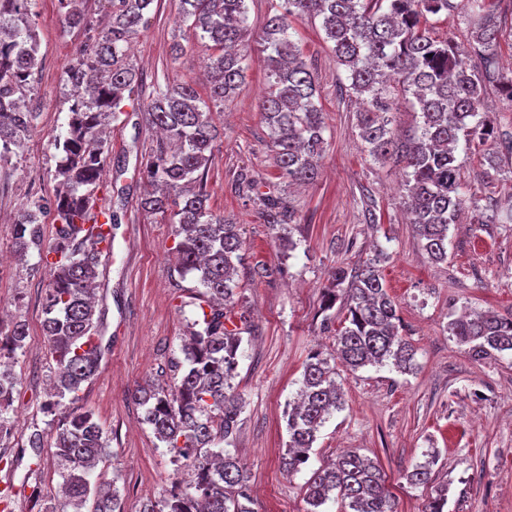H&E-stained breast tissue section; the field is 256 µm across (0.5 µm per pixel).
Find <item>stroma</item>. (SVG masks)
<instances>
[{
	"label": "stroma",
	"mask_w": 512,
	"mask_h": 512,
	"mask_svg": "<svg viewBox=\"0 0 512 512\" xmlns=\"http://www.w3.org/2000/svg\"><path fill=\"white\" fill-rule=\"evenodd\" d=\"M34 9L40 64L30 103L39 117L10 163L0 167V254L14 258L0 269V304L29 331L25 348L5 358L17 384L8 409L15 424L0 438V490L12 492L6 512H43L48 506L73 512L59 491L63 467L52 450L36 466L20 453L32 429L52 428L42 406L54 373L41 331L48 276L36 253L15 259L11 219L28 200L54 196L53 141L67 128L71 94L63 71L85 31L65 22L58 0H35ZM292 38L314 70L328 125L318 180L290 186L278 178L258 109L267 90V63L256 44L248 51L240 90L213 114L221 136L207 174L212 210L240 224L245 241L237 282L254 332L243 339L234 380L244 401L234 446L249 477L251 512H306L313 471L348 450L379 461L397 512H423L443 485L444 512H512V354L474 359L448 331L450 320L464 311L512 313V223L487 221L490 212H512V99L498 83H489L499 142L494 160H487L478 142L458 147L467 202L449 227L447 262L435 264L407 221L402 169L374 160L364 148L346 72L325 42L320 20L294 22ZM177 43L182 53L173 52ZM213 53L181 23L179 0H154L132 43L144 81L140 101L157 83L192 82L206 92L204 70ZM108 132L112 162L103 185L121 222L98 268V336L106 352L81 397L108 438L109 454L93 469V479L114 483L125 512H139L143 502L159 499L172 476L191 479L190 471L175 469L132 394L180 355L198 317L199 283L176 268L174 225L139 206L145 188L141 158L154 145L155 132L132 107ZM242 169L294 209L293 250L280 247L277 231L264 224L257 197L238 191L234 177ZM378 250L386 256L380 268L398 303L403 333L417 350L416 368L408 374L390 364L340 370L344 408L321 428L308 464L288 475L281 467L288 442L285 408L301 386L308 355L334 349L333 331L320 325L323 290L336 266ZM258 262L276 267V274L252 277ZM433 455L438 461L431 482L407 483L405 471Z\"/></svg>",
	"instance_id": "35a3bbf8"
}]
</instances>
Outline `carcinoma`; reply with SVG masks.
<instances>
[{
    "label": "carcinoma",
    "instance_id": "1",
    "mask_svg": "<svg viewBox=\"0 0 512 512\" xmlns=\"http://www.w3.org/2000/svg\"><path fill=\"white\" fill-rule=\"evenodd\" d=\"M153 2L108 0L109 22L99 31L81 0H59L65 21L84 28L87 38L63 72L72 97L66 134L54 141L60 191L53 200L52 242L43 241L40 216L46 206L40 199L30 202L14 225L17 250H35L38 265L51 272L42 332L56 379L53 400L44 409L61 412L51 433L36 429L29 434L27 447L37 460L43 449L51 448L65 462L62 489L75 512L89 501L91 512H124L115 485L89 479L108 443L94 413L79 402L82 385L93 378L103 357L92 290L99 257L112 250V225L117 223L112 203L99 197L100 175L109 162L104 125L118 119L124 102L142 87V75L128 61L127 49ZM468 2L477 14L469 51L432 37L426 27L429 14L451 15L458 8L454 0H275L260 37L267 52L268 91L259 108L276 150L279 178L308 184L318 176L327 126L315 102L314 73L290 29L294 21L319 18L347 72L348 90L360 105L359 136L371 157L403 166L410 224L435 263L448 258L449 225L466 203L458 143L476 138L488 143L492 136L484 99L486 79L498 73L500 25L485 10V0ZM31 5L32 0H0V163L9 160L38 117L23 100L38 66ZM181 17L197 42L209 41L222 53L208 67L207 98L190 82L158 84L143 107L147 122L164 139L143 162L153 190L142 207L177 225L179 268L195 274L202 286L196 295L200 318L181 348L183 358L168 365L172 384H149L133 398L173 464L190 468L194 479L185 489L172 485L167 496L145 503L141 512H252L245 505L248 477L230 449L243 410L232 380L243 356V335L252 333L234 280L245 242L239 225L211 211L206 191L218 136L212 108L224 106L245 80L243 62L252 28L247 0H181ZM399 102L409 105L417 118L404 137L390 127L389 112ZM185 182L198 184L197 191L179 193ZM237 182L261 200L264 223L282 228L293 223L286 198L260 191L246 171L237 175ZM100 222L107 229L84 239L76 234L79 225ZM382 260L379 252L355 266L336 267L325 292L322 311L332 309L341 296L346 317L336 331L334 355L328 359L315 352L308 357L298 401L285 411L288 444L281 464L290 474L308 463L321 427L343 408L337 367L356 371L389 362L407 372L414 365L416 350L399 333L401 320L382 277ZM228 322L234 327L227 328ZM448 330L474 358L512 352V314L461 315ZM27 337L24 321L0 320V351L23 348ZM14 389V378L0 371V436L12 430L5 412ZM405 478L414 486L428 484L430 463L414 465ZM335 493L349 512H396L378 463L357 452H345L330 466L313 471L305 493L308 512H322Z\"/></svg>",
    "mask_w": 512,
    "mask_h": 512
}]
</instances>
